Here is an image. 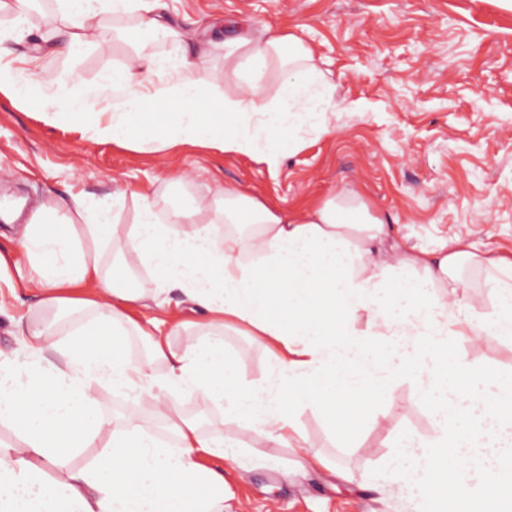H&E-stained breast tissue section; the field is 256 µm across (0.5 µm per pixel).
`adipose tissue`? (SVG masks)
<instances>
[{
	"mask_svg": "<svg viewBox=\"0 0 512 512\" xmlns=\"http://www.w3.org/2000/svg\"><path fill=\"white\" fill-rule=\"evenodd\" d=\"M224 46L229 65L239 55L260 73L286 65L276 96L265 98L255 81L227 92L205 87L202 59L155 58L141 45L105 86L40 96L30 72L0 66V93L37 103L50 124L86 121L93 101H104L112 118L95 126L97 138L142 153L195 143L275 168L299 149L301 126L328 133L334 87L310 46L269 27ZM238 224L250 233L235 232ZM117 238L150 274L151 289L132 270L105 272L103 246ZM388 238L386 220L348 190L294 214L228 186L207 209L164 212L140 193L131 224L105 206L86 223L75 199L39 209L19 245L24 280L54 318L30 328L24 365L0 351V422L19 436L0 442V512H224V472L201 460L235 457L244 442L203 434L176 393L196 394L272 447L299 448V406L324 408L346 441L374 422L372 403L399 376L413 382L434 427L427 440L393 433L394 447L416 462L401 470L404 484L447 498L450 512H471L486 485H511L512 374L475 371L454 350L452 327L462 324L476 346L512 338V262L460 240L419 250ZM466 263L489 273L493 311L467 292L458 274ZM175 289L205 330L179 350L169 335L184 328L180 314L145 324L135 317L147 302L164 307ZM69 308L89 316L73 323L62 315ZM358 315L367 319L361 332L348 326ZM230 327L272 346L263 383L240 381L224 344ZM131 335L144 340L145 360L128 355ZM103 389L134 401L152 395L175 446L147 432L135 410L113 429L98 407ZM84 448L95 458L74 465Z\"/></svg>",
	"mask_w": 512,
	"mask_h": 512,
	"instance_id": "1",
	"label": "adipose tissue"
}]
</instances>
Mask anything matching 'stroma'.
Wrapping results in <instances>:
<instances>
[{
  "label": "stroma",
  "instance_id": "35a3bbf8",
  "mask_svg": "<svg viewBox=\"0 0 512 512\" xmlns=\"http://www.w3.org/2000/svg\"><path fill=\"white\" fill-rule=\"evenodd\" d=\"M163 20L181 32L178 41L151 47L152 55H205L203 76L224 83L225 22L270 25L311 45L316 63L335 86L337 110L329 133L304 134L300 148L278 169L249 156L227 155L184 144L141 153L99 142L88 124H47L41 112L0 94V194L22 195L27 214L55 198L75 194L87 213L123 190L120 221L133 223L137 195L161 204L209 206L218 188L246 190L291 211L337 190L359 194L381 213L393 237L439 249L458 236L479 252L512 261V0H161ZM63 0H47L40 19L0 11V56L23 65L37 55L36 78L49 90L78 93L97 87L125 60L136 28L97 11L83 22L87 42L78 56L55 50L52 35ZM111 39L107 50L99 36ZM46 319L20 277L0 281V350L26 360L13 318ZM224 342L242 382L266 377L270 353L246 332L228 330ZM454 347L479 370L512 373V340ZM181 410L210 435L244 438L237 460L212 459L223 469L224 512H447L410 494L392 472L397 455L391 433L430 438L433 426L414 385L397 378L390 399L375 400V423L358 429L350 446L334 439L326 412L302 406L297 425L302 448H274L242 425L222 421L197 395L179 396ZM153 399L131 404L101 390L99 409L121 420L138 409L144 429L167 439L152 413ZM366 476L349 483L342 472Z\"/></svg>",
  "mask_w": 512,
  "mask_h": 512
}]
</instances>
